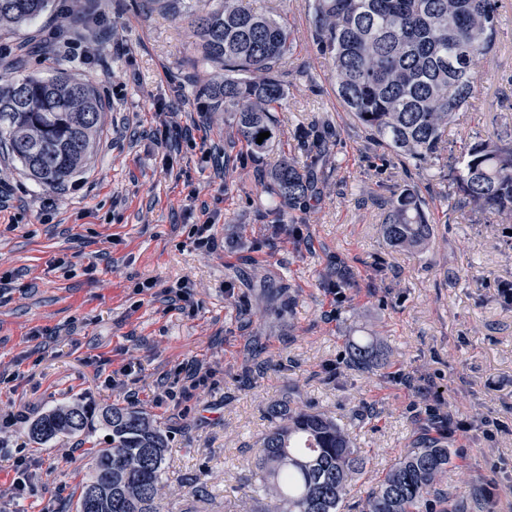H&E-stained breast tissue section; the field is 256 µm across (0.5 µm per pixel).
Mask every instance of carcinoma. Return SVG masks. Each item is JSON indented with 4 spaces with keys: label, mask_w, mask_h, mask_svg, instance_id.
Segmentation results:
<instances>
[{
    "label": "carcinoma",
    "mask_w": 512,
    "mask_h": 512,
    "mask_svg": "<svg viewBox=\"0 0 512 512\" xmlns=\"http://www.w3.org/2000/svg\"><path fill=\"white\" fill-rule=\"evenodd\" d=\"M49 0H0V30L34 22ZM319 52L331 61L336 97L370 141L406 167L444 159L443 134L472 108L478 66L492 51L501 0H312ZM197 36L199 60L224 80L196 82L214 112L234 115L237 136L260 158L278 142L272 112L287 96L281 68L292 51L286 24L270 14L224 0L209 10H185ZM105 104L97 90L64 72L25 74L0 82V143L35 182L64 185L84 164ZM270 136L257 143L258 134ZM310 164L285 156L269 173V189L288 209L321 195L313 172L327 152L313 126L299 135ZM453 194L464 207L512 220V133L463 144L450 166ZM429 203L413 184L390 201L382 225L393 246L420 250L434 238ZM357 368L382 367L372 340L346 346ZM95 412L76 402L33 420L28 435L42 443L78 436ZM271 427L254 459L257 512H345L351 482L366 468L349 433L325 414L270 408ZM100 419L108 448L92 452V472L76 491V512H159L167 435L133 406L112 405ZM453 452L427 433L367 491L361 512H448L443 480Z\"/></svg>",
    "instance_id": "carcinoma-1"
}]
</instances>
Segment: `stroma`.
Segmentation results:
<instances>
[{"label":"stroma","instance_id":"1","mask_svg":"<svg viewBox=\"0 0 512 512\" xmlns=\"http://www.w3.org/2000/svg\"><path fill=\"white\" fill-rule=\"evenodd\" d=\"M251 2L294 39L281 142L260 160L238 142L232 113L208 111L182 83L196 55L184 15L86 0L100 43L91 58L39 52L16 65L22 41L46 42L61 23L60 0L0 37V78L62 69L106 101L90 155L63 186L34 182L0 145V454L23 458L30 480L13 495L0 461V512H75L89 450L106 447L108 430L36 443L28 427L77 400L133 405L167 432L162 512H255L254 458L269 407L285 398L347 430L368 461L359 492L419 432L441 436L426 406L498 419L494 438L477 426L449 438L446 483L451 498H477L476 512H512V305L498 294L512 284V227L443 202L438 167L410 173L382 158L336 96L311 0ZM311 126L329 137L321 197L283 224L264 174L283 156L304 158L297 136ZM507 130L512 0L447 147ZM410 178L435 199V239L421 251L391 246L381 230ZM210 218L216 247L205 251L190 230ZM367 336L390 369L350 365L348 341ZM198 367L209 377L182 399Z\"/></svg>","mask_w":512,"mask_h":512}]
</instances>
